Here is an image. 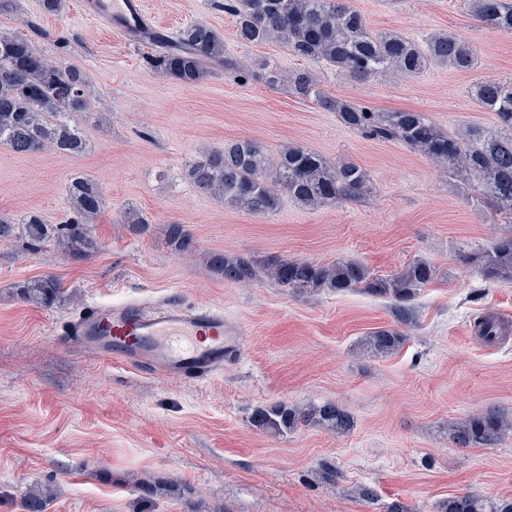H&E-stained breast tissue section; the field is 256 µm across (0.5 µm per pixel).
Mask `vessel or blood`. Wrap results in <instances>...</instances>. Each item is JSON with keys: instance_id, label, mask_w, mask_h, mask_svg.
<instances>
[{"instance_id": "1", "label": "vessel or blood", "mask_w": 512, "mask_h": 512, "mask_svg": "<svg viewBox=\"0 0 512 512\" xmlns=\"http://www.w3.org/2000/svg\"><path fill=\"white\" fill-rule=\"evenodd\" d=\"M95 13L105 24H119L128 37L146 23L140 0H98ZM57 336L65 346L139 373L193 382L222 373L239 346L223 308H189L172 296L92 303L61 322Z\"/></svg>"}]
</instances>
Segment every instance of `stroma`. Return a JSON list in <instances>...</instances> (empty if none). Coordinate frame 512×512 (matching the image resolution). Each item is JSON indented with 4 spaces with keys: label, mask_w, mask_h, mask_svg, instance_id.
Here are the masks:
<instances>
[{
    "label": "stroma",
    "mask_w": 512,
    "mask_h": 512,
    "mask_svg": "<svg viewBox=\"0 0 512 512\" xmlns=\"http://www.w3.org/2000/svg\"><path fill=\"white\" fill-rule=\"evenodd\" d=\"M147 23L172 31L195 21L224 36L239 60L310 70L330 95L379 112L428 113L444 129L490 128L493 113L470 95L479 80H512V34L484 28L467 0H347L373 32L420 39L448 32L467 41L473 69L433 63L422 73L360 82L289 54L280 44L236 40L231 16L211 0H143ZM0 32L24 31L40 53L83 68L93 109L70 120L84 154L17 155L0 146V217L70 215L72 177L98 183L103 208L92 226L97 252L67 255L53 244L0 243V512H25L32 486H52L47 512H436L439 501L474 492L512 498V437L462 448L451 425L492 407L512 417V342L486 345L470 330L481 317H512V284L485 279L467 261L512 235L476 187H461L398 141L368 140L335 113L286 87L213 71L176 84L149 62L145 43L123 38L63 0H17ZM248 137L269 156L305 145L331 161L368 170L365 200L306 209L283 201L255 215L196 191L190 163ZM149 216L129 224L128 211ZM184 225L185 246L169 224ZM281 256L313 263L356 261L390 276L412 260L435 269L400 325L392 300L327 289L297 294L257 276L226 280L214 255ZM51 274L64 290L51 306L25 300L28 280ZM176 295L215 306L238 328L241 354L202 382L152 378L69 349L58 324L97 301ZM401 328L393 355L363 347L380 328ZM327 402L350 411L339 434L310 423L275 434L255 427V408ZM338 480L321 478L323 466ZM167 484L164 494L154 485ZM373 488V501L354 495Z\"/></svg>",
    "instance_id": "35a3bbf8"
}]
</instances>
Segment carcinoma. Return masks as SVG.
<instances>
[{
	"label": "carcinoma",
	"instance_id": "1",
	"mask_svg": "<svg viewBox=\"0 0 512 512\" xmlns=\"http://www.w3.org/2000/svg\"><path fill=\"white\" fill-rule=\"evenodd\" d=\"M234 20V35L244 44L279 43L293 56L327 63L336 71L360 80L392 74H417L432 63L458 71L473 67L470 46L454 34H433L420 44L397 32L373 33L361 13L345 0H224L216 4ZM474 18L487 29L512 32V0H470ZM140 40L153 47L152 65L185 86L196 85L216 69L257 79L268 86L285 85L298 98L312 101L326 112L336 113L344 125L363 137L399 141L420 153L462 186L475 183L480 202L512 220V82L478 81L472 98L494 113L492 130L471 128L463 134L443 129L426 112L395 110L377 112L354 101L325 92L307 70L282 73L262 63L248 67L224 54V39L209 23L200 21L172 31L142 29ZM92 105L88 82L76 63H65L33 50L21 33H0V145L19 155L42 149L79 155L86 148L81 133L70 124L74 112H87ZM187 177L201 193L250 213L268 215L281 208L283 198L312 209L355 202L373 189L369 172L353 162H332L306 146L282 148L269 158L256 140L242 138L224 144L192 163ZM71 216L58 227L46 224L36 213L19 222L0 217V241L22 230L28 243L54 239L58 247L76 255L95 246L88 224L101 211L103 192L90 179L74 177L68 186ZM469 262L493 282H512V236L499 239L491 248L474 252ZM213 263L231 281L247 282L264 273L281 286L296 292L329 288L338 293L363 291L398 302L397 316L410 319L411 300L428 285L434 270L416 260L388 276L374 275L352 261L332 265L270 256L263 259L213 258ZM24 298L50 306L60 300L61 285L53 276H43L22 285ZM405 341L395 328L378 329L365 338L366 348L377 355L395 353ZM318 422L338 434L350 432L354 416L335 403L298 409L279 403L256 410L255 425L284 432L300 423ZM512 435V420L486 409L472 414L453 429L463 448L492 446ZM51 487L32 489L25 496V512H46L53 500ZM437 512H512V499L498 502L476 493L450 497Z\"/></svg>",
	"mask_w": 512,
	"mask_h": 512
}]
</instances>
